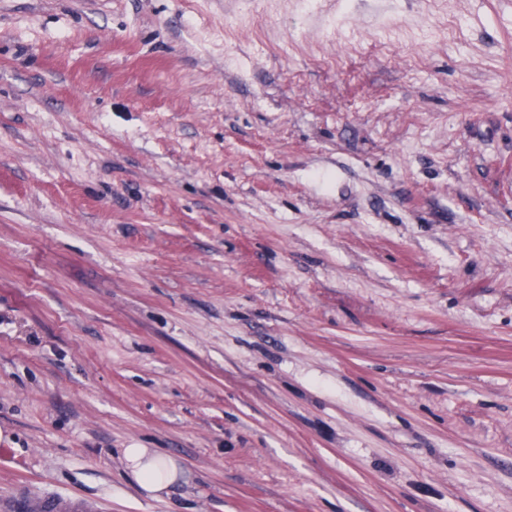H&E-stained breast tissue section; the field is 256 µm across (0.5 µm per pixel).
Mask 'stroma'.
Here are the masks:
<instances>
[{"instance_id":"stroma-1","label":"stroma","mask_w":512,"mask_h":512,"mask_svg":"<svg viewBox=\"0 0 512 512\" xmlns=\"http://www.w3.org/2000/svg\"><path fill=\"white\" fill-rule=\"evenodd\" d=\"M21 484L512 512V0H0ZM126 470L149 496L158 498L173 485L179 476L177 463L150 448H127L123 451Z\"/></svg>"}]
</instances>
